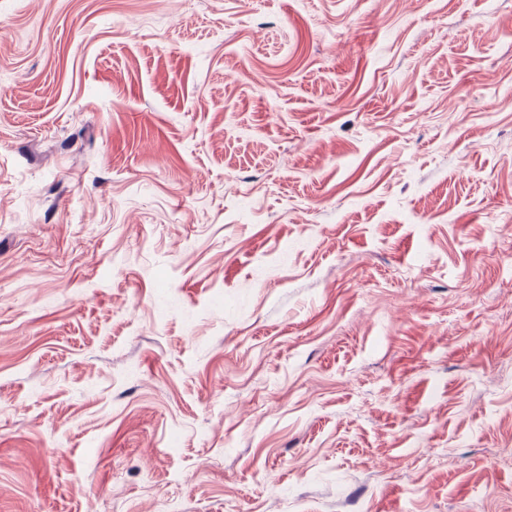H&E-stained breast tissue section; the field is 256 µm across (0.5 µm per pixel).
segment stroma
Returning a JSON list of instances; mask_svg holds the SVG:
<instances>
[{
  "label": "stroma",
  "instance_id": "stroma-1",
  "mask_svg": "<svg viewBox=\"0 0 512 512\" xmlns=\"http://www.w3.org/2000/svg\"><path fill=\"white\" fill-rule=\"evenodd\" d=\"M0 512H512V0H0Z\"/></svg>",
  "mask_w": 512,
  "mask_h": 512
}]
</instances>
